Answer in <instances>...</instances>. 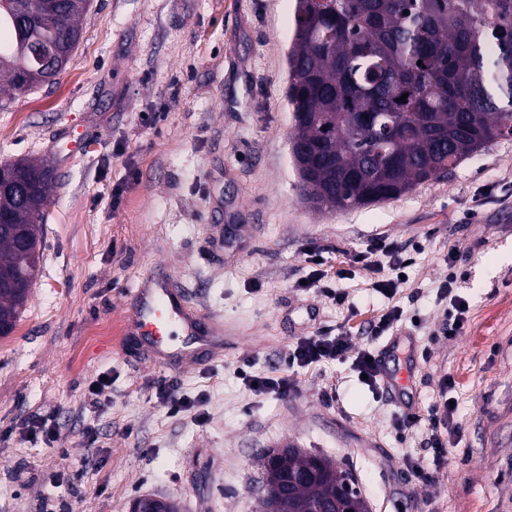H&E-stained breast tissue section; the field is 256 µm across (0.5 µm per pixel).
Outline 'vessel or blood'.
Listing matches in <instances>:
<instances>
[{
	"instance_id": "obj_1",
	"label": "vessel or blood",
	"mask_w": 512,
	"mask_h": 512,
	"mask_svg": "<svg viewBox=\"0 0 512 512\" xmlns=\"http://www.w3.org/2000/svg\"><path fill=\"white\" fill-rule=\"evenodd\" d=\"M136 322L145 345L154 354H161L166 346V338L173 329H180L190 342L209 347L212 344L213 330L202 324L197 312L189 309L181 295L167 288L165 282L154 276L145 277L134 291ZM381 385L389 396L397 397V405L404 412L417 410L416 401H406L398 396L402 385L396 374L381 370Z\"/></svg>"
}]
</instances>
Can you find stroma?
I'll use <instances>...</instances> for the list:
<instances>
[{
  "mask_svg": "<svg viewBox=\"0 0 512 512\" xmlns=\"http://www.w3.org/2000/svg\"><path fill=\"white\" fill-rule=\"evenodd\" d=\"M295 0H92L54 82L0 106V164H47L53 191L35 283L0 338V512H129L142 495L181 512H258L272 449L323 454L352 473L372 512H512V137L396 200L317 213L301 202L289 135L287 56ZM376 237L410 264L391 277L355 264ZM321 249L339 305L297 290ZM454 266H447L448 253ZM222 324V344L160 361L134 325L149 273ZM456 273L464 333L437 335ZM412 337L420 409L451 379L448 463L431 483L426 427L397 410L352 358L288 366L291 345L325 328L353 346L391 306ZM285 375V396H254L240 374ZM107 377L99 395L91 382ZM174 381L188 407L158 393ZM53 417L54 441L23 423Z\"/></svg>",
  "mask_w": 512,
  "mask_h": 512,
  "instance_id": "1",
  "label": "stroma"
}]
</instances>
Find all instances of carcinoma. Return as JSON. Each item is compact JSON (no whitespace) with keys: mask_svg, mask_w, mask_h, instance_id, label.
I'll return each mask as SVG.
<instances>
[{"mask_svg":"<svg viewBox=\"0 0 512 512\" xmlns=\"http://www.w3.org/2000/svg\"><path fill=\"white\" fill-rule=\"evenodd\" d=\"M91 0H0V96L44 73H20L16 22L69 63ZM290 150L299 197L315 211L398 198L512 136V0H296L288 51ZM407 94L406 102L397 98ZM51 170L27 158L0 166V330L9 335L40 262ZM265 512L363 500L352 474L294 448L263 461ZM297 478L295 499L276 494Z\"/></svg>","mask_w":512,"mask_h":512,"instance_id":"1","label":"carcinoma"}]
</instances>
